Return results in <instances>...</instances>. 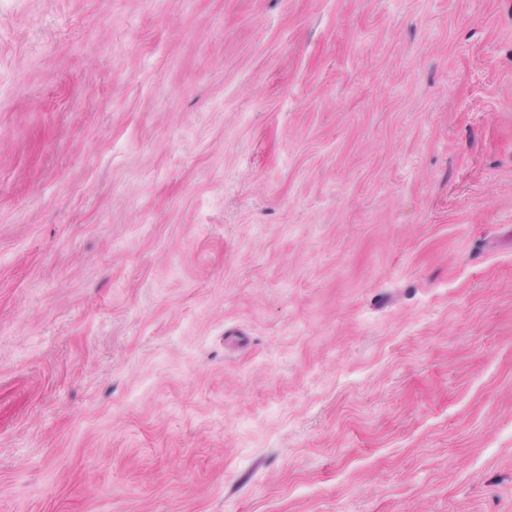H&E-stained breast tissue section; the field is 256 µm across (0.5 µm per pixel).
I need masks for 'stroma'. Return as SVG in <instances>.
<instances>
[{"label": "stroma", "instance_id": "obj_1", "mask_svg": "<svg viewBox=\"0 0 512 512\" xmlns=\"http://www.w3.org/2000/svg\"><path fill=\"white\" fill-rule=\"evenodd\" d=\"M0 512H512V0H0Z\"/></svg>", "mask_w": 512, "mask_h": 512}]
</instances>
